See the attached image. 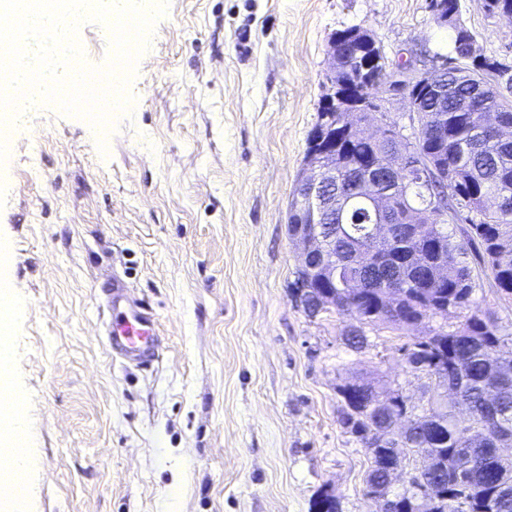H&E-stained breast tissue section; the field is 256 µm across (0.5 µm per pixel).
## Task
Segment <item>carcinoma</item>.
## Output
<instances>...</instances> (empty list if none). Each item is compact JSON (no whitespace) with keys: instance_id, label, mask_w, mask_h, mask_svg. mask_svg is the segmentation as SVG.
<instances>
[{"instance_id":"1","label":"carcinoma","mask_w":512,"mask_h":512,"mask_svg":"<svg viewBox=\"0 0 512 512\" xmlns=\"http://www.w3.org/2000/svg\"><path fill=\"white\" fill-rule=\"evenodd\" d=\"M447 2L454 31L448 82L454 88L440 103L423 101L428 111L418 118L408 146L431 174L443 206L467 211L465 238L456 239L433 217L423 189L408 174L403 187L383 186L403 222L392 225L389 241L374 242L371 210L352 190L351 176L365 163L382 162L387 147L351 136L336 149V192L350 198L349 209L342 219L325 218L322 224L336 278L307 271L301 277L310 280L315 297L357 321L345 333V344L354 350L368 345L366 326L410 332L451 313L463 315L458 327L433 328L402 347L411 370L448 389L446 395H429L430 411L417 414L400 393L360 380L338 388L345 404L342 422L371 455L366 486L389 496L387 512H512V460L494 453L512 447V351L502 350L506 337L498 317L475 301L482 273L497 293L512 296V218L499 217L501 207H512V143L482 127L480 115L465 111V104L477 90L487 111L510 122L512 105L491 86L477 88V65L462 53L461 34L473 32L460 20L459 0ZM438 121L448 127L446 146L428 136ZM464 448L484 466L465 467ZM410 452L435 461L423 478L436 490L392 497L384 460ZM311 510L339 512V504L325 491Z\"/></svg>"}]
</instances>
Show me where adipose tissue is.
Instances as JSON below:
<instances>
[{
    "mask_svg": "<svg viewBox=\"0 0 512 512\" xmlns=\"http://www.w3.org/2000/svg\"><path fill=\"white\" fill-rule=\"evenodd\" d=\"M14 361L12 334L0 338V488L14 493L18 481L25 475L26 449L17 445L25 424L17 418L12 402L15 392L10 384Z\"/></svg>",
    "mask_w": 512,
    "mask_h": 512,
    "instance_id": "1",
    "label": "adipose tissue"
}]
</instances>
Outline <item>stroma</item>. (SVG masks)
<instances>
[{"label":"stroma","mask_w":512,"mask_h":512,"mask_svg":"<svg viewBox=\"0 0 512 512\" xmlns=\"http://www.w3.org/2000/svg\"><path fill=\"white\" fill-rule=\"evenodd\" d=\"M486 57L512 66V20L460 0ZM369 30L389 63L450 54L429 0H169L112 112L107 145L42 103L0 165V280L16 296L11 383L30 458L22 507L0 512H381L339 386L364 379L424 404L412 335L308 316L291 296L287 212L327 93V45ZM104 68V22L79 30ZM120 276L157 316L152 368L115 360L98 311Z\"/></svg>","instance_id":"obj_1"}]
</instances>
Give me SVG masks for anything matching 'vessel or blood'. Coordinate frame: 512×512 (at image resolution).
I'll list each match as a JSON object with an SVG mask.
<instances>
[{"label": "vessel or blood", "mask_w": 512, "mask_h": 512, "mask_svg": "<svg viewBox=\"0 0 512 512\" xmlns=\"http://www.w3.org/2000/svg\"><path fill=\"white\" fill-rule=\"evenodd\" d=\"M105 345L113 357L144 366L155 361L161 350L156 319L144 303L131 297L121 279L107 283Z\"/></svg>", "instance_id": "b4317fda"}]
</instances>
